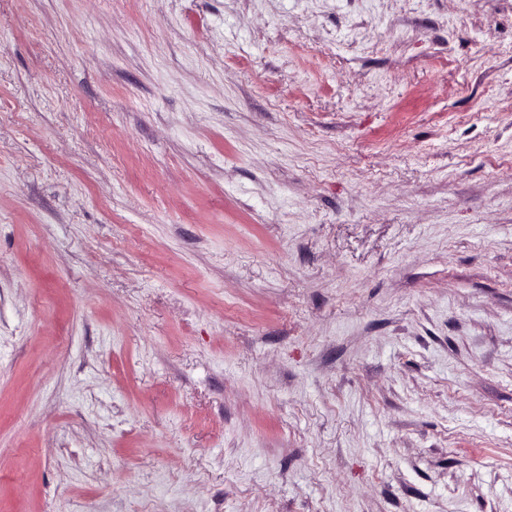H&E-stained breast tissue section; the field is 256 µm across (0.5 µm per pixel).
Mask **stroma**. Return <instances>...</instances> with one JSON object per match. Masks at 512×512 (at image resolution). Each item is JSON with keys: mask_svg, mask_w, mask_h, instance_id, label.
<instances>
[{"mask_svg": "<svg viewBox=\"0 0 512 512\" xmlns=\"http://www.w3.org/2000/svg\"><path fill=\"white\" fill-rule=\"evenodd\" d=\"M0 512H512V0H0Z\"/></svg>", "mask_w": 512, "mask_h": 512, "instance_id": "35a3bbf8", "label": "stroma"}]
</instances>
